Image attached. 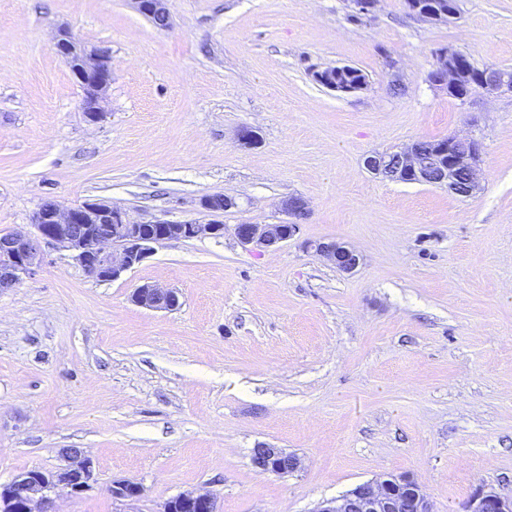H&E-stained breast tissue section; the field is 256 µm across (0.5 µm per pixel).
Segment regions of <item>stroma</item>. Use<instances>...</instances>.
Wrapping results in <instances>:
<instances>
[{
    "label": "stroma",
    "mask_w": 512,
    "mask_h": 512,
    "mask_svg": "<svg viewBox=\"0 0 512 512\" xmlns=\"http://www.w3.org/2000/svg\"><path fill=\"white\" fill-rule=\"evenodd\" d=\"M459 6L431 22L407 0L358 19L347 0H167L159 28L134 0H0V234L48 199L176 224L207 220L204 197L236 202L223 237L165 242L118 280L47 246L0 292V484L80 448L96 483L60 512H162L197 489L219 512H314L387 474L436 512L512 494V89L460 100L427 79L442 48L512 71V0ZM62 27L112 58L99 122L56 53ZM343 65L363 89L313 77ZM450 136L480 145L472 196L363 166ZM294 196L298 238L237 241ZM330 240L356 272L314 252ZM144 284L179 307H139ZM258 447L300 466L259 472ZM119 479L141 496L113 500ZM316 253L343 273L354 272L360 263L355 250L338 241L319 242Z\"/></svg>",
    "instance_id": "35a3bbf8"
}]
</instances>
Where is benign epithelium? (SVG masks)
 I'll list each match as a JSON object with an SVG mask.
<instances>
[{"mask_svg":"<svg viewBox=\"0 0 512 512\" xmlns=\"http://www.w3.org/2000/svg\"><path fill=\"white\" fill-rule=\"evenodd\" d=\"M138 11L149 19L158 18L162 27L169 25L166 0H134ZM57 52L65 59L81 83L84 113L91 122L103 117L100 101L112 82V62L108 52L87 50L66 29L58 32ZM443 62L438 84L455 89L456 76L444 62L456 57L449 50L436 51ZM478 145L469 137L444 139L433 152V167L438 183L465 196L477 189L475 163ZM365 167L374 174L390 172L418 175L424 162L415 145L393 153V160L384 154H371L364 159ZM235 205L224 195H212L201 201L207 212H223ZM289 220L282 224H237L234 234L238 242L258 252L294 239L300 232L301 217L308 213L306 201L300 197L283 203ZM117 224L112 230L108 225ZM224 236V224L190 222L174 224L164 220L135 222L122 209L101 201L85 202L69 209L60 208L47 200L35 212L29 232L0 235V291H7L30 275L39 266L42 246L52 245L69 250L81 267L99 280H116L150 257L156 246L170 240L219 238ZM316 253L343 273L354 272L360 263L355 250L338 242H320ZM132 300L147 309L172 311L179 306L177 291L155 285H143L135 290ZM65 464L46 477L36 472L20 474L0 487V501L10 512H58L57 493L61 490L78 497L92 489L96 482L93 462L80 448L63 450ZM255 468L262 472L287 475L298 468V458L283 448H254L251 456ZM112 498L126 502L137 499L141 487L128 480H114L109 488ZM217 512L215 499L208 491H190L164 505L163 512ZM313 512H435L422 486L414 478L402 475L380 476L372 482L356 486L346 494L324 500ZM466 512H512V495L504 496L493 488L479 491L470 501Z\"/></svg>","mask_w":512,"mask_h":512,"instance_id":"1","label":"benign epithelium"}]
</instances>
